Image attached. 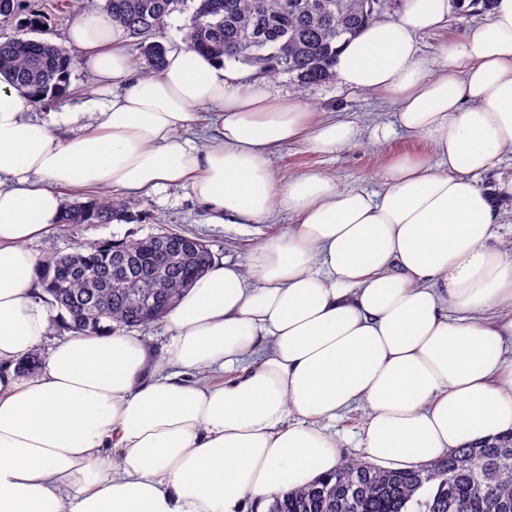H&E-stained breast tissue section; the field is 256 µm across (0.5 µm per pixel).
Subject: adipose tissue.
Listing matches in <instances>:
<instances>
[{
  "instance_id": "obj_1",
  "label": "adipose tissue",
  "mask_w": 512,
  "mask_h": 512,
  "mask_svg": "<svg viewBox=\"0 0 512 512\" xmlns=\"http://www.w3.org/2000/svg\"><path fill=\"white\" fill-rule=\"evenodd\" d=\"M454 9L471 0H404L343 45L340 84L393 109L366 125L186 49L139 75L122 29L93 11L67 38L107 102L46 123L0 74V512H267L335 470L329 424L360 407L363 454L388 469L512 432V240L497 234L512 196L499 168L512 152V0L424 55L419 35ZM203 106L217 109L216 136L198 147L184 134ZM400 133L432 153L389 157L374 191L270 170L288 144L333 156ZM183 182L209 223L294 222L246 262L212 263L167 313L161 357L118 330L50 340L29 245L58 231L65 190Z\"/></svg>"
}]
</instances>
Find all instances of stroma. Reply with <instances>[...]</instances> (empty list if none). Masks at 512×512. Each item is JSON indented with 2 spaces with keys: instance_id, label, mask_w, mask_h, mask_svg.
I'll list each match as a JSON object with an SVG mask.
<instances>
[{
  "instance_id": "35a3bbf8",
  "label": "stroma",
  "mask_w": 512,
  "mask_h": 512,
  "mask_svg": "<svg viewBox=\"0 0 512 512\" xmlns=\"http://www.w3.org/2000/svg\"><path fill=\"white\" fill-rule=\"evenodd\" d=\"M23 12L37 11L46 17L43 34L55 44H62L68 27L89 10H101L100 0H20ZM76 64L70 82L76 94L64 101L29 106L30 117L49 119L51 113L62 112L79 104L82 94L94 88L93 77L79 64L80 50L71 49ZM268 90L278 97L295 96L313 111L333 112L361 122L373 119L387 120L391 108L381 96L367 93H349L339 82L301 85L288 76L279 75L266 80ZM430 145L420 138L400 136L387 146L379 148L363 144L333 157L316 155L304 146L288 145L271 158V169L279 180H288L304 171H320L336 178L346 189L375 190L379 187L378 170L383 161L396 154H427ZM125 203L133 210H148L156 216V223L85 224L62 227L59 232L32 243L38 255L65 254L78 246L104 239L134 241L157 233L159 225L180 228L201 237L209 245L215 259L230 262L246 261L264 237L287 230L293 218L288 213H277L268 224H211L204 207L196 200L189 186L169 184L156 190L128 195Z\"/></svg>"
}]
</instances>
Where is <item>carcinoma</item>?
<instances>
[{
	"instance_id": "1",
	"label": "carcinoma",
	"mask_w": 512,
	"mask_h": 512,
	"mask_svg": "<svg viewBox=\"0 0 512 512\" xmlns=\"http://www.w3.org/2000/svg\"><path fill=\"white\" fill-rule=\"evenodd\" d=\"M187 27V48L248 65L259 72L286 74L303 84L336 79V45L381 18L369 0H196ZM179 0H105L112 25L122 28L149 66L159 74L166 48L154 32ZM0 18L17 19L20 34L0 42V72L34 102L69 97L71 55L60 46L30 37L44 26L37 13L19 17L17 0H0ZM146 211L135 213L110 195L66 208L59 223H142ZM164 238L192 241V251L165 258L152 237L126 242L103 240L70 254L48 256L42 265L45 302L69 316L67 329L97 333L148 325L164 317L183 292L202 276L212 261L205 242L183 230L161 228ZM130 275L116 281V265ZM84 268L86 275L66 276L63 267ZM91 298L102 310L92 322L81 304ZM268 512H512V434L477 447L460 448L444 458L414 469L393 471L359 459L340 462L336 471L285 492Z\"/></svg>"
}]
</instances>
